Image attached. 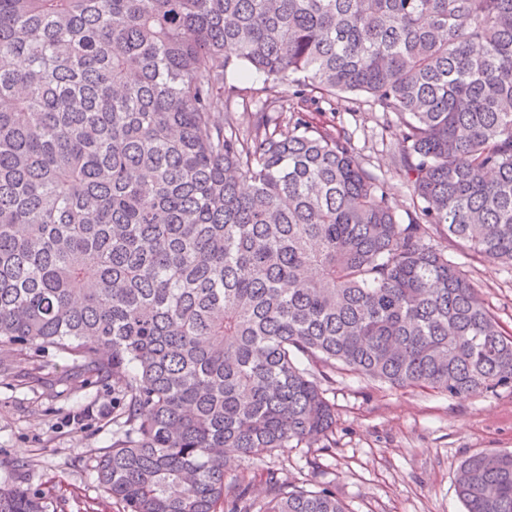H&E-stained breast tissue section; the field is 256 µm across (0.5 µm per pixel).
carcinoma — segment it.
Segmentation results:
<instances>
[{"instance_id": "1", "label": "carcinoma", "mask_w": 512, "mask_h": 512, "mask_svg": "<svg viewBox=\"0 0 512 512\" xmlns=\"http://www.w3.org/2000/svg\"><path fill=\"white\" fill-rule=\"evenodd\" d=\"M240 67L263 77L245 130ZM360 94L399 127L402 215L305 118ZM448 242L512 267V0H0V348L77 358L72 390L112 381L94 470L123 512H347L225 469L331 447L338 365L512 389V335ZM455 487L512 512V452ZM52 507L0 486V512Z\"/></svg>"}]
</instances>
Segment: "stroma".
<instances>
[{
	"label": "stroma",
	"mask_w": 512,
	"mask_h": 512,
	"mask_svg": "<svg viewBox=\"0 0 512 512\" xmlns=\"http://www.w3.org/2000/svg\"><path fill=\"white\" fill-rule=\"evenodd\" d=\"M309 118L353 132L358 152L384 179L397 209L409 205L392 159L396 130L383 128L369 98L355 95ZM448 252L512 334V267L454 244ZM69 367L50 350H0V486L54 490L60 512H123L97 488L93 472L96 456L112 441V385L100 381L69 391L60 381ZM33 374L40 383H24ZM325 390L336 407L335 447L285 448L267 464L308 487L329 485L347 512H464L455 492L461 461L512 451V390L451 397L344 370Z\"/></svg>",
	"instance_id": "obj_1"
}]
</instances>
